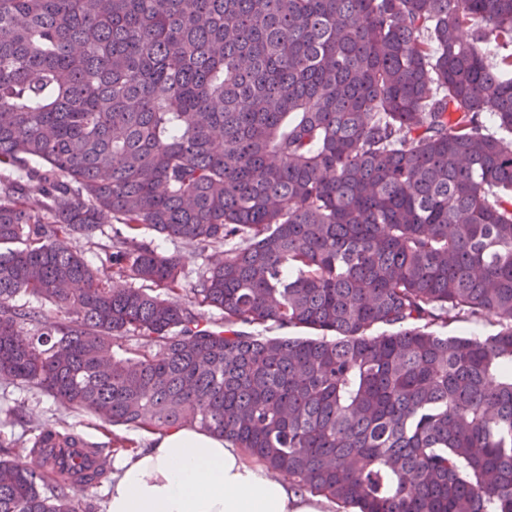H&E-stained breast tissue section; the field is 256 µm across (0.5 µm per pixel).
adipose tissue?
<instances>
[{
  "label": "adipose tissue",
  "mask_w": 512,
  "mask_h": 512,
  "mask_svg": "<svg viewBox=\"0 0 512 512\" xmlns=\"http://www.w3.org/2000/svg\"><path fill=\"white\" fill-rule=\"evenodd\" d=\"M107 512H329L245 449L199 428L151 436L116 463Z\"/></svg>",
  "instance_id": "1"
}]
</instances>
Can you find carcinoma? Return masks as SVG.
<instances>
[{"label": "carcinoma", "instance_id": "obj_1", "mask_svg": "<svg viewBox=\"0 0 512 512\" xmlns=\"http://www.w3.org/2000/svg\"><path fill=\"white\" fill-rule=\"evenodd\" d=\"M492 43L512 0H0V377L103 428L195 426L347 512H512V53ZM105 218L113 268L159 293L105 286L72 246ZM144 228L215 250L191 293L224 330ZM461 315L499 330L435 329ZM269 323L319 337L241 330ZM130 331L160 352L117 356ZM10 447L0 512H78L109 474L52 423L29 447L46 470ZM16 305H24L29 309L37 311L43 320L58 321L64 319L65 313L60 310L52 303L44 301L31 294H21L15 299Z\"/></svg>", "mask_w": 512, "mask_h": 512}]
</instances>
